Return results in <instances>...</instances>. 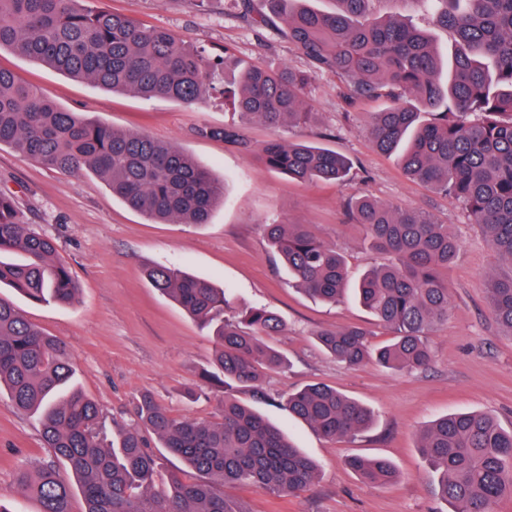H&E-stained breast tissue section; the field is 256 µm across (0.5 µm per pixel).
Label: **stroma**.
<instances>
[{
  "label": "stroma",
  "mask_w": 512,
  "mask_h": 512,
  "mask_svg": "<svg viewBox=\"0 0 512 512\" xmlns=\"http://www.w3.org/2000/svg\"><path fill=\"white\" fill-rule=\"evenodd\" d=\"M102 6L167 28L215 54L309 70L288 38L250 27L229 0H102ZM373 11L382 18L411 19L443 51L452 49L451 34L421 0H375ZM0 67L86 119L174 144L225 182L224 202L208 223L155 224L113 198L92 173L53 171L11 147L0 148V192L14 197L32 230L55 239L59 260L80 289L78 302L67 306L31 302L5 285L0 299L65 342L74 379L102 408L107 430L136 424V400L144 392L177 418L213 422L220 415L224 395L203 379L214 356L213 339L144 276L151 265L175 266L228 288L234 311L266 307L281 316L285 328L271 342L285 356L286 368L261 376L256 389L264 399H254L248 388L235 396L289 433L320 467L318 480L296 495L228 485L227 498L242 502L248 512H446L418 448L419 432L439 416L473 410L512 429V335L488 307L486 280L500 263L480 228L461 206L407 177L396 157L370 143L366 124L370 113L385 109L384 101L349 104L335 74L317 75L305 94L312 120L273 129L241 119L217 94L185 106L112 93L7 49L0 51ZM224 125L236 126L257 148L280 139L331 149L346 155L352 170L340 184L296 182L235 145L206 136V129ZM362 195L427 211L449 225L460 243L456 260L443 273L451 299L447 320L430 334L434 359L428 370L399 373L373 363L350 369L321 351L315 334L323 328L360 325L375 345L389 340L391 332L353 298L325 304L293 287L267 246L264 224L309 225L344 256L348 279L356 281L366 267L385 260L347 212L348 202ZM318 382L369 407L374 413L369 428L331 440L290 419L286 395ZM353 455L389 459L397 479L381 487L364 483L346 464ZM49 458L35 418L0 402V497L10 498L20 472Z\"/></svg>",
  "instance_id": "stroma-1"
}]
</instances>
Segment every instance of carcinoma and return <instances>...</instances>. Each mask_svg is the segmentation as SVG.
<instances>
[{
    "label": "carcinoma",
    "instance_id": "carcinoma-1",
    "mask_svg": "<svg viewBox=\"0 0 512 512\" xmlns=\"http://www.w3.org/2000/svg\"><path fill=\"white\" fill-rule=\"evenodd\" d=\"M99 0H0V50L40 62L75 79L144 99L194 105L215 90L216 62L206 48L172 31L96 6ZM256 27L282 19L288 39L310 64L311 75L333 72L351 99L384 96L390 104L371 113L376 148L395 154L404 173L462 206L509 269L488 276L487 299L495 320L512 335V0H423L454 36L447 78L428 32L411 21H380L374 0H340L325 14L308 0H266L270 12L232 0ZM310 75L250 63L224 102L243 118L282 127L311 115L305 101ZM240 142L267 168L301 182L345 180L351 160L303 142L269 141L258 149L239 141L236 127L211 129ZM8 144L49 169L88 170L112 196L154 222L206 224L224 203V181L170 143L133 130L118 131L69 112L16 73L0 68V146ZM372 247L387 262L368 269L356 293L392 337L373 347L359 326L322 329L318 345L348 367L369 361L412 373L432 364L429 334L448 316L450 292L441 272L456 259L459 242L448 225L425 212L361 196L348 204ZM274 255L295 286L327 303L346 293V265L336 248L305 224H266ZM56 242L31 230L12 196L0 193V284L35 303L73 304L79 288L57 260ZM152 286L209 328L216 341L207 375L229 390L255 387L264 370L285 359L267 342L281 332L276 313L250 309L236 320L224 313L227 295L207 279L165 265L147 269ZM65 345L0 299V389L10 405L37 417L52 460L21 473L14 495L36 498L41 512H72L76 478L82 512H247L224 496L227 484L290 495L312 485L318 467L278 428L226 395L216 422L177 419L150 394L136 410L138 424L109 436L102 410L73 382ZM288 415L319 435H355L372 421L370 409L325 384L288 394ZM197 474L170 477L155 489L158 462L142 431ZM420 451L451 512H494L512 499V431L477 411L441 417L420 433ZM67 468L60 474L55 462ZM349 467L364 481L396 478L383 457H353Z\"/></svg>",
    "mask_w": 512,
    "mask_h": 512
}]
</instances>
